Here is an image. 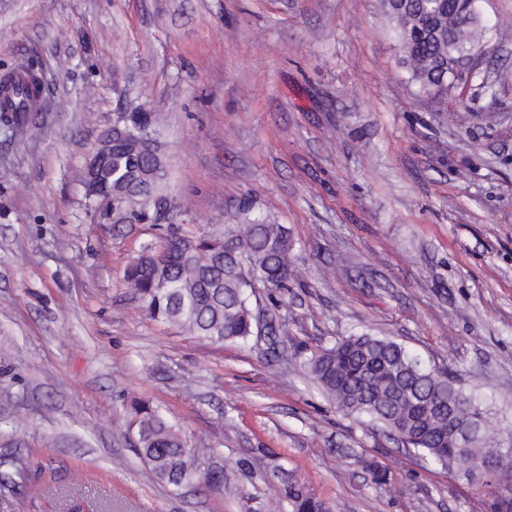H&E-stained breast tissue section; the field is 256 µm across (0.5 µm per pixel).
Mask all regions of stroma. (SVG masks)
I'll return each instance as SVG.
<instances>
[{
	"instance_id": "1",
	"label": "stroma",
	"mask_w": 512,
	"mask_h": 512,
	"mask_svg": "<svg viewBox=\"0 0 512 512\" xmlns=\"http://www.w3.org/2000/svg\"><path fill=\"white\" fill-rule=\"evenodd\" d=\"M476 8L487 40L439 97L409 87L381 0H0V76L44 87L23 140L0 130V512H288L291 475L332 512H487L495 485L338 414L302 364L388 336L512 428V0ZM121 112L160 134L163 210L86 196ZM245 209L292 241L297 278L250 298L283 331L150 318L124 282L143 246ZM142 402L223 481L150 479ZM110 145L111 144L108 145L105 142H101L99 147L93 152L86 168L84 185L89 197H98L102 203H104L112 210L113 208L120 206L118 202L122 201L123 199L112 195V187L101 185L95 182L92 176L94 171H96V169L102 163L104 155L107 151V147ZM343 457L352 461V464L360 465L363 469L367 470L373 483L377 485L386 484L389 480L388 469L383 468L377 463L366 459L361 452L355 448H345Z\"/></svg>"
}]
</instances>
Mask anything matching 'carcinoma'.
<instances>
[{
    "label": "carcinoma",
    "mask_w": 512,
    "mask_h": 512,
    "mask_svg": "<svg viewBox=\"0 0 512 512\" xmlns=\"http://www.w3.org/2000/svg\"><path fill=\"white\" fill-rule=\"evenodd\" d=\"M382 5L395 22L410 82L424 94L448 91L455 63L476 51L483 36L476 0H382ZM4 79L10 99L0 102V121L21 136V115L32 111L29 83L40 79L18 70ZM148 137L144 126L126 128L125 137L112 145L100 181L129 185L139 172L155 167L156 156L139 149ZM168 242L147 245L127 267L125 281L151 318L177 323L214 343L252 335L249 296L256 283L279 290L295 277L288 229L264 219L226 224L222 233L184 240L181 250ZM304 368L343 415L382 424L389 434L407 437L416 453L471 481L498 478L490 512H512V435L489 444L486 411L448 371L428 368L398 342L367 333L319 349ZM138 414L139 451L150 473L175 488L197 476L201 449L188 447L158 409L143 404ZM343 457L367 470L373 483L389 480L388 469L357 449H344ZM279 494L289 512H330L296 479L284 483Z\"/></svg>",
    "instance_id": "cac0c4a2"
}]
</instances>
